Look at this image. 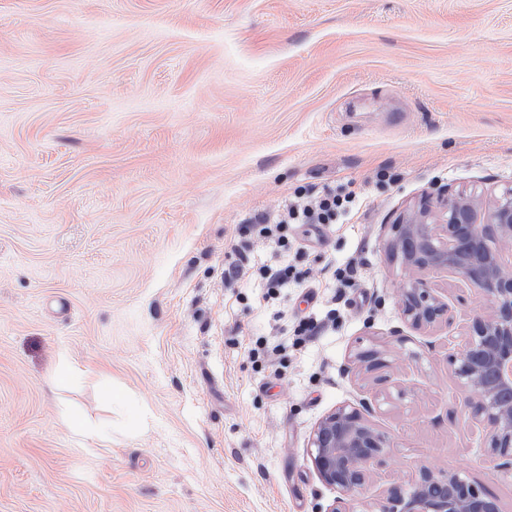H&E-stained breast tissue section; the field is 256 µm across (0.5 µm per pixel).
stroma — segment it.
<instances>
[{"label":"stroma","mask_w":512,"mask_h":512,"mask_svg":"<svg viewBox=\"0 0 512 512\" xmlns=\"http://www.w3.org/2000/svg\"><path fill=\"white\" fill-rule=\"evenodd\" d=\"M510 183L512 0H0V512H326L309 437L359 402L393 446L350 512L424 468L512 512L448 362L488 305L442 271L453 324L409 328L387 250L423 192ZM325 186L363 204L289 226L304 282L225 281L246 218ZM64 423L66 424L71 436L79 448L84 449L86 440L99 439L90 429L86 421L76 412H66L64 414Z\"/></svg>","instance_id":"1"}]
</instances>
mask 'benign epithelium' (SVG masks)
I'll return each instance as SVG.
<instances>
[{
    "label": "benign epithelium",
    "mask_w": 512,
    "mask_h": 512,
    "mask_svg": "<svg viewBox=\"0 0 512 512\" xmlns=\"http://www.w3.org/2000/svg\"><path fill=\"white\" fill-rule=\"evenodd\" d=\"M512 242V186L488 201L449 186L427 192L391 225L388 245L408 272L399 288L404 320L417 330L448 326L455 314L429 275L459 273L488 303L474 316L466 339L449 356L461 403L483 425L499 466L512 470V266L500 244ZM354 363L373 371L385 364L377 349L358 351ZM366 406L343 404L313 429L309 448L319 478L350 497L359 496L374 467L385 461L392 439L373 427ZM371 512H501L499 502L460 472L423 469L407 484L390 485Z\"/></svg>",
    "instance_id": "obj_1"
}]
</instances>
